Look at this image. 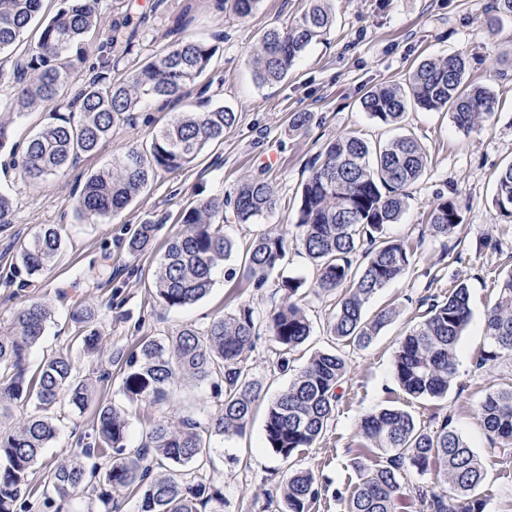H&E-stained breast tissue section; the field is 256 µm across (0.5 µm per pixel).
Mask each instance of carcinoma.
Instances as JSON below:
<instances>
[{"label": "carcinoma", "mask_w": 512, "mask_h": 512, "mask_svg": "<svg viewBox=\"0 0 512 512\" xmlns=\"http://www.w3.org/2000/svg\"><path fill=\"white\" fill-rule=\"evenodd\" d=\"M43 0H0V54L14 51L34 21L37 41L11 70L0 68V83L18 86L16 98L0 110L22 114L56 104V122L46 125L27 142L23 176L40 182L94 153L112 128L129 122L144 104L155 101L174 107L188 99L210 68L219 45L202 40L180 41L156 59L134 69L122 80L109 76L108 62L83 80L74 94L61 90L82 72L87 56L85 36L98 24L99 0H61L50 18L37 19ZM220 10L238 17L251 15L260 0H215ZM333 0H310L298 22L263 32L253 58L254 80L260 85L285 78L306 49L334 22ZM512 16V0H494L487 27L494 31L501 17ZM467 59L452 54L422 61L406 85H385L368 91L361 107L383 126L399 125L412 103L425 111L450 113L466 132L495 116L494 93L466 81ZM68 115L60 114V111ZM238 122V113L200 100L176 112L150 141L131 148L110 169L89 176L75 210L89 217H109L125 209L161 173L177 172L191 164L206 145L224 141ZM428 163L424 146L411 135L371 145L353 133L337 136L309 163L297 205L296 238L316 269L317 290L335 297L327 325L336 344L366 347L399 312L394 307L364 315L377 292L401 279L411 264L412 246L384 237L406 208L409 190L421 179ZM278 203L275 186L255 176L245 179L235 194L232 215L237 224H256ZM496 216L512 222V163L496 176L492 200ZM224 199L206 197L180 217L184 229L173 237L161 256L154 288L166 308L193 305L214 283L217 268L237 248L226 232ZM459 204L453 197L436 196L427 229L448 238L461 227ZM158 225L145 221L127 241L135 258L153 241ZM63 245L62 228L45 225L21 246L19 262L30 278L51 267ZM288 250L285 234L265 231L245 244L243 276L257 284L277 272ZM285 300L265 320V331L278 347L277 367L288 366V354L311 335V321L302 307L304 282L280 276ZM496 301L487 310L485 336L489 350L479 366L512 354V268L497 284ZM422 320L400 340L394 369L400 388L414 398L448 396L456 372L460 340L471 320L469 288L463 282L448 293L420 299ZM97 306L81 302L70 313L77 328L80 353L90 357L100 348L95 327ZM51 310L26 300L0 324V512L26 508L23 492L39 500L46 512H59L57 502L81 486L86 476L102 485L86 512H117L114 493L138 494L135 512H224V496L215 477L207 473L210 439H232L244 433L261 401L262 384L250 365L260 335L254 310L244 306L213 319L203 328L187 326L177 336L147 337L125 361L119 392L131 403H160L168 399L182 376L211 383L218 411L203 423L178 415L154 423L139 446L126 450L130 422L112 404L95 405L94 438H79L71 459L43 471L32 481L43 451L56 438L57 422L81 414L92 404L87 384L74 373L67 353L44 358L28 374L32 348L43 336ZM347 374L345 359L334 350L317 351L295 375L288 389L267 407L265 440L284 460L320 440L341 398L338 389ZM25 416L14 427L4 422L16 410ZM480 424L488 435L490 453L512 462V380L491 387L478 406ZM364 451L354 468L357 488L347 512H402L408 496L404 475L413 468L436 478L449 491L414 488L419 512H485L486 500L477 494L484 480L483 462L451 426L450 419L431 430L397 406L363 416L358 425ZM381 452L376 461L366 449ZM319 494L317 476L310 470L292 471L283 488L282 512H310Z\"/></svg>", "instance_id": "cac0c4a2"}]
</instances>
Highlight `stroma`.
I'll list each match as a JSON object with an SVG mask.
<instances>
[{
  "mask_svg": "<svg viewBox=\"0 0 512 512\" xmlns=\"http://www.w3.org/2000/svg\"><path fill=\"white\" fill-rule=\"evenodd\" d=\"M493 3L333 0L335 22L330 30L284 79L259 86L252 78V59L260 36L269 27L298 21L305 0H261L246 18L217 10L214 0H101L99 26L88 37V64L97 63V45L128 19L137 34L133 47L121 41L112 46L116 79L162 55L179 36L219 45L206 76L207 95L212 103L237 112L238 123L183 171L159 174L117 216L82 220L74 210L77 188L100 168L120 161L132 146L149 140L169 119L170 109L136 113L133 125L113 129L96 153L40 184L23 178L20 156L13 148L38 131L49 114L38 110L13 117L12 144L0 150V191L12 204V224L0 233V319L9 318L29 297L51 309L53 319L32 351L36 363L70 346L75 328L67 315L77 302L92 300L100 311L96 327L101 349L93 357L78 358L77 368L81 378L96 380L100 400L126 406L131 419L129 446H137L145 429L170 411L199 419L214 414L209 383L187 377L162 404L128 406L118 392L122 374L117 355L134 350L142 337L173 336L184 326L204 325L245 304L264 316L282 300L275 280L259 287L241 277L242 257L237 254L225 262L210 293L196 304L178 310L159 305L155 274L168 241L183 229L180 214L196 199L233 196L245 178L261 172L278 190L276 209L256 224H230L227 233L242 243L260 231L292 230L296 196L308 165L331 139L347 132L371 141L392 137V130L362 110V96L378 86L405 85L422 60L464 54L469 82L494 92L497 117L489 126L467 133L456 127L449 113L408 107L403 125L425 146L429 162L400 220L387 226L385 235L412 241L414 254L405 276L367 305L373 312L392 304L399 315L370 346H338L348 374L324 438L291 459H282L266 445L264 414L259 411L241 436L226 441L212 438L210 466L224 492V512H278L288 473L298 468L312 470L321 482L312 512H344V498L356 484L351 461L359 451L358 421L367 412L395 405L430 428L451 418L484 463L487 478L481 492L487 499L486 512H512V463L489 453L476 415L486 389L512 376L510 355L482 367L477 364L489 348L485 313L495 300L500 271L512 262V223L496 219L492 205L496 174L512 163V17L503 18L497 32H489L485 20ZM296 112L310 114L306 129L293 130L291 118ZM440 193L455 197L461 205L463 227L450 239L432 237L426 228L431 203ZM148 219L159 224L156 237L144 254L130 259L124 242L136 225ZM46 224L63 226V248L35 286L21 288L12 274L15 255L20 244ZM282 271L302 278L310 290L305 310L312 332L303 350L291 355L284 372L276 367L269 336L257 340L253 374L269 402L287 389L309 354L334 346L327 331L331 301L312 295L315 269L300 246L290 245ZM434 274L445 290L460 280L467 283L472 316L447 397L414 399L398 385L393 354L399 338L418 322L419 299L427 295ZM92 425L88 411L61 422L39 467L67 461L78 437L91 433Z\"/></svg>",
  "mask_w": 512,
  "mask_h": 512,
  "instance_id": "1",
  "label": "stroma"
}]
</instances>
